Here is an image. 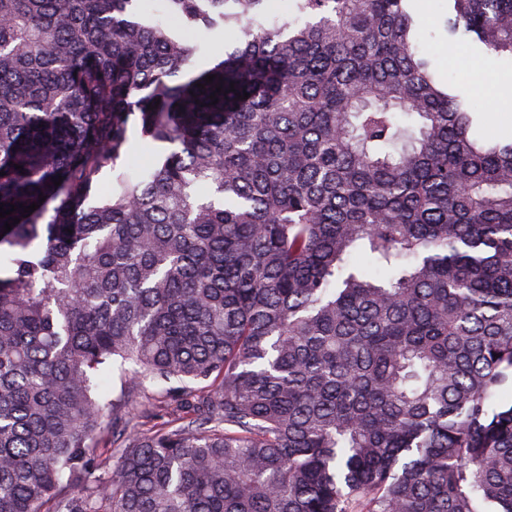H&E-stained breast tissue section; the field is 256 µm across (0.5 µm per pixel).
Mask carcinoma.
Segmentation results:
<instances>
[{
    "instance_id": "1",
    "label": "carcinoma",
    "mask_w": 512,
    "mask_h": 512,
    "mask_svg": "<svg viewBox=\"0 0 512 512\" xmlns=\"http://www.w3.org/2000/svg\"><path fill=\"white\" fill-rule=\"evenodd\" d=\"M138 2L0 0V512H512V134L418 0ZM198 41L200 45L197 58L199 66H206L210 61L224 57V36L204 37Z\"/></svg>"
}]
</instances>
